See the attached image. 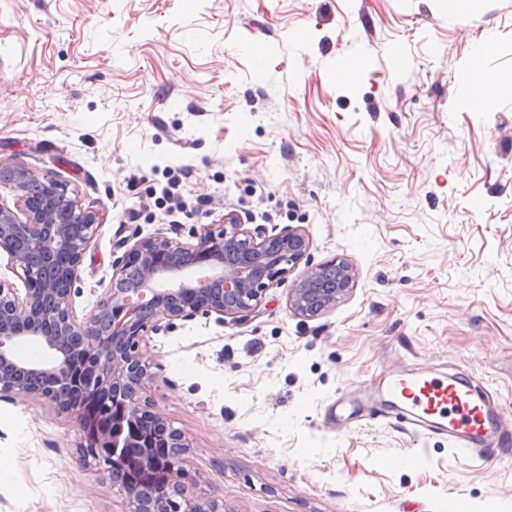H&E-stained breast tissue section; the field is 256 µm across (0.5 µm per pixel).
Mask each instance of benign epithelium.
Masks as SVG:
<instances>
[{"instance_id":"7a95c632","label":"benign epithelium","mask_w":512,"mask_h":512,"mask_svg":"<svg viewBox=\"0 0 512 512\" xmlns=\"http://www.w3.org/2000/svg\"><path fill=\"white\" fill-rule=\"evenodd\" d=\"M0 186L16 192L14 207L0 202V253L26 285L21 296L0 282V391L45 400L71 416L83 452L123 489V512H215L193 495L186 438L148 395L147 346L176 320L251 318L266 291L306 257L304 230L270 235L226 215L202 225L193 243L139 239L113 262L110 285L80 318L70 299L98 216L50 174L0 164ZM324 269L306 267L289 289L294 315L315 318L352 287V265L337 264L328 286ZM26 342L41 344L45 355L19 356Z\"/></svg>"}]
</instances>
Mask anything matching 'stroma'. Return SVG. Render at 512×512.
<instances>
[{
    "label": "stroma",
    "instance_id": "35a3bbf8",
    "mask_svg": "<svg viewBox=\"0 0 512 512\" xmlns=\"http://www.w3.org/2000/svg\"><path fill=\"white\" fill-rule=\"evenodd\" d=\"M476 62L512 78V0H0V162L55 173L101 223L77 315L136 240L229 212L357 271L313 319L288 279L245 322L153 336L149 393L217 512H512V96L468 108ZM405 367L473 376L505 434L459 460L395 418L337 419ZM79 441L0 393V512H123Z\"/></svg>",
    "mask_w": 512,
    "mask_h": 512
}]
</instances>
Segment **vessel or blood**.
<instances>
[{"mask_svg":"<svg viewBox=\"0 0 512 512\" xmlns=\"http://www.w3.org/2000/svg\"><path fill=\"white\" fill-rule=\"evenodd\" d=\"M352 414L380 411L396 416L418 436L440 435L452 447H486L499 434L495 413L473 380L434 377L411 370L379 375L348 397Z\"/></svg>","mask_w":512,"mask_h":512,"instance_id":"vessel-or-blood-1","label":"vessel or blood"}]
</instances>
